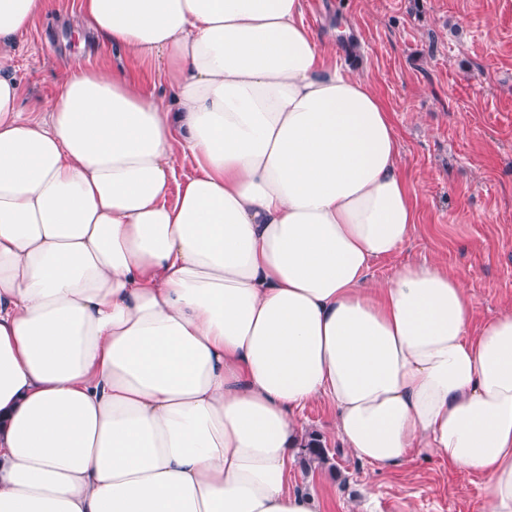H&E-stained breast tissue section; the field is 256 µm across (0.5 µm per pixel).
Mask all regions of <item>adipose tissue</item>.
I'll list each match as a JSON object with an SVG mask.
<instances>
[{
    "label": "adipose tissue",
    "mask_w": 512,
    "mask_h": 512,
    "mask_svg": "<svg viewBox=\"0 0 512 512\" xmlns=\"http://www.w3.org/2000/svg\"><path fill=\"white\" fill-rule=\"evenodd\" d=\"M44 10L0 0V48ZM80 12L177 107L75 63L26 115L0 71V512H321L288 484L319 400L360 460L444 456L512 512V308L473 336L441 262L369 280L417 189L303 0Z\"/></svg>",
    "instance_id": "1"
}]
</instances>
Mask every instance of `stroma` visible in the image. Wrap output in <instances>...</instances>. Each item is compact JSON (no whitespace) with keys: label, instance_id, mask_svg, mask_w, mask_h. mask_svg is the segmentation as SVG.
<instances>
[{"label":"stroma","instance_id":"obj_1","mask_svg":"<svg viewBox=\"0 0 512 512\" xmlns=\"http://www.w3.org/2000/svg\"><path fill=\"white\" fill-rule=\"evenodd\" d=\"M79 0H47L46 13L0 64L20 85L19 108L49 104L72 63L123 67L164 104L156 68L117 54L83 30ZM304 20L325 43L356 37L342 65L364 77L392 115L402 163L417 187L416 230L395 256L373 260L380 281L404 262L440 261L466 287L472 325L512 308V0H304ZM331 406L299 416L332 462L296 465V486L323 512H480L479 475L417 458L382 471L342 450Z\"/></svg>","mask_w":512,"mask_h":512}]
</instances>
